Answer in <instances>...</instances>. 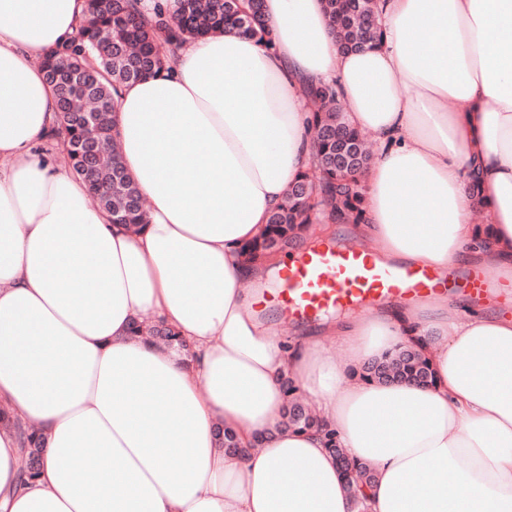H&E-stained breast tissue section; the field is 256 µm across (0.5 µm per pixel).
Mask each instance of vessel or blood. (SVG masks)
Returning a JSON list of instances; mask_svg holds the SVG:
<instances>
[{"instance_id":"b4317fda","label":"vessel or blood","mask_w":512,"mask_h":512,"mask_svg":"<svg viewBox=\"0 0 512 512\" xmlns=\"http://www.w3.org/2000/svg\"><path fill=\"white\" fill-rule=\"evenodd\" d=\"M435 279V274L426 270L377 265L368 245L346 250L325 245L288 265L281 287L265 295L264 301L295 319L310 320L322 311L367 300H404L428 290ZM484 289L485 278L480 274L464 278L451 274L445 279V291L450 295L465 292L478 297Z\"/></svg>"}]
</instances>
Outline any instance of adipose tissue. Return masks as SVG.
Returning <instances> with one entry per match:
<instances>
[{
	"mask_svg": "<svg viewBox=\"0 0 512 512\" xmlns=\"http://www.w3.org/2000/svg\"><path fill=\"white\" fill-rule=\"evenodd\" d=\"M377 2L373 49L342 52L324 0H264L272 48L212 34L124 85L120 162L148 201L135 232L34 151L56 110L39 61L88 0H0V411L44 446L21 484L0 423V512H355L323 435L282 428L291 385L374 468L367 512H512V317L465 316L444 295L379 305L325 326L339 363L319 338L278 336L244 289L278 269L242 248L306 170L305 94L328 80L375 141L350 236L378 241L384 264L490 259L489 292L512 282V0ZM148 312L192 360L131 335ZM409 346L432 386L359 378ZM227 428L242 454L221 448Z\"/></svg>",
	"mask_w": 512,
	"mask_h": 512,
	"instance_id": "adipose-tissue-1",
	"label": "adipose tissue"
}]
</instances>
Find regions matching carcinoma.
Masks as SVG:
<instances>
[{"label":"carcinoma","mask_w":512,"mask_h":512,"mask_svg":"<svg viewBox=\"0 0 512 512\" xmlns=\"http://www.w3.org/2000/svg\"><path fill=\"white\" fill-rule=\"evenodd\" d=\"M138 2L91 0L88 16L76 34L42 62L48 83L57 89V120L49 136L61 140L72 171L85 182L97 204L112 213L113 223L125 224L135 232L146 224V209L138 187L118 160L119 145L112 135L118 89L162 69L166 58L160 49L162 42L173 51L188 37L223 31L272 47L263 0H179L176 13L171 15L159 5L149 20ZM324 4L329 25L338 32L342 49L359 51L380 42L382 32L375 0H324ZM309 99L318 104L310 117V166L295 178L284 203L270 214L265 236L244 247L249 260L272 255L276 247L290 245L300 232L315 224H358L364 220L365 188L357 176L368 168L371 158L358 151L361 134L343 114L334 85L312 86ZM131 333L156 334L164 342H177L187 348L166 325L135 322ZM362 377L377 382L403 379L419 385L434 381L429 362L413 349L364 365ZM12 424L26 460L21 480H34L42 463L41 437L21 420ZM282 425L292 430H321L336 454L354 506L368 500L375 480L373 468L346 460L343 449L338 447L336 432L308 410L291 383Z\"/></svg>","instance_id":"cac0c4a2"}]
</instances>
